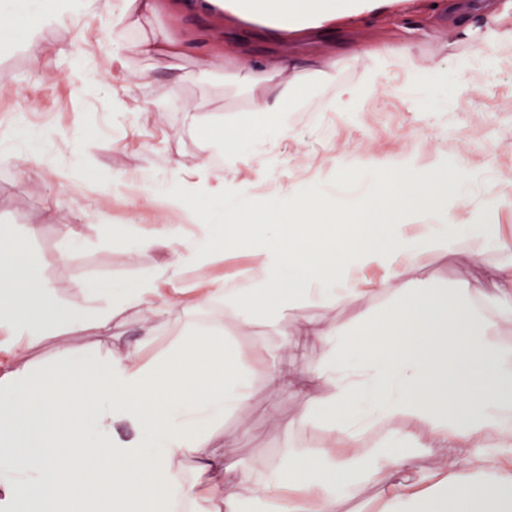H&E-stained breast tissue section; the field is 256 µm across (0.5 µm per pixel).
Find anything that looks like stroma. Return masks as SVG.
<instances>
[{"label":"stroma","mask_w":512,"mask_h":512,"mask_svg":"<svg viewBox=\"0 0 512 512\" xmlns=\"http://www.w3.org/2000/svg\"><path fill=\"white\" fill-rule=\"evenodd\" d=\"M98 2L74 0L72 7L60 8L58 20L39 27L30 45L22 40L21 24L28 16L19 12V0H0V19L13 37L12 44H0V77L5 80L0 86V225L26 237L29 249L41 259V277L56 287L62 303L86 300L83 285L101 281L119 290L168 263L166 241L133 250L125 239L108 237L107 227L150 231L179 224L186 231L183 248H194L219 202L198 190L187 209H171L155 183L179 187L201 165L232 177L241 189L245 213L270 206L291 190L347 212L370 196L376 177L367 163L372 155L392 160L412 156L424 165L444 157L461 161L465 180L449 207L463 225L489 196L512 197V68L498 65L499 46L490 44L474 67L480 71L486 61H493L491 76L461 86L457 62L466 56L468 45L454 17L455 0H410L405 11L387 15L377 25L323 31L316 44L335 55L337 83L356 79L360 67L353 56L376 39L409 40L417 62L425 70L443 71L446 78L425 90L403 70L392 68L367 111L290 113L283 146L273 131L257 134L236 124L234 111L248 106L249 95L244 88L225 87L223 48L233 42L261 60L282 51L304 52L305 44L269 39L252 28L223 30L186 16L178 32L210 51L209 70L200 69L193 54L156 66L137 54L133 31L126 34L128 48L117 67L112 63V15ZM74 70L98 79L100 86L125 88L124 106H113L97 89L75 98L69 82ZM146 72L152 76L147 83L141 79ZM173 94L195 104L196 118L156 107V100ZM20 113L28 117L22 136L14 128ZM228 140L238 153L227 170L217 159ZM497 222L498 242L479 257L470 255L471 233L462 232L457 251L432 252L419 278L437 288H460L478 277L484 265L512 264V207L502 208ZM33 224L38 231L32 235L28 228ZM269 233V227L258 226L249 247L189 268L185 282L205 288L255 265ZM75 235L83 242L81 250L61 261ZM394 300V292L388 291L372 295L365 308L307 302L301 313L322 325L348 328L362 319L366 308L388 307ZM184 307L180 324L165 314L154 320L156 336L142 347L141 358L150 361L165 351L179 325L222 324L224 344L236 353L251 394L246 408L224 414V430L244 433L224 455L240 473L242 493H249L261 479L256 460L312 452L327 439L323 430L301 422L295 393L282 391L273 377L287 366L318 367L322 345L312 336L283 345L275 323L264 318L243 323L238 311L226 304L199 309L189 295ZM141 325L135 311L124 313L108 342H135ZM108 342L90 333L51 336L27 351L24 360L38 365L68 346L92 352ZM260 360L266 364L262 372L255 369Z\"/></svg>","instance_id":"stroma-1"}]
</instances>
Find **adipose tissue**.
I'll use <instances>...</instances> for the list:
<instances>
[{"mask_svg": "<svg viewBox=\"0 0 512 512\" xmlns=\"http://www.w3.org/2000/svg\"><path fill=\"white\" fill-rule=\"evenodd\" d=\"M212 0H123L114 27L139 32L140 54L157 61L190 53L195 43L174 37L156 18H178ZM406 0H223L224 20L265 27L280 40L348 23L372 25L382 9ZM356 81L337 84L336 69L318 56H282L261 62L224 54V82L257 98L242 110L241 124L288 133V115L328 87L333 112L358 111L389 66L418 73L414 48L382 40L356 55ZM371 201L338 220L295 197L280 215L260 264L208 288L195 289V304L225 303L251 321L255 309L278 323L284 341L315 336L324 348L319 367L281 370L286 390H296L302 418L326 429L329 442L316 455L287 464L260 459L261 480L250 494L238 490L237 472L221 448L237 435L224 432L229 409L250 396L223 327L214 323L183 332L153 361L138 349H105L86 355L66 348L45 365L19 363L24 352L52 334L90 330L112 333L115 318L130 310L153 316L181 308L183 271L224 254L253 233L238 223L227 181L198 167L175 201L201 188L222 201L211 234L193 250H176L164 275L148 274L120 289L94 284L97 303L62 304L54 286L37 278L38 259L5 225L0 226V351L13 361L0 371V512H167L177 502L187 512H336L341 494L360 484L382 487V512H512V350L495 337L512 333V266L486 268L473 288H426L416 274L424 255L454 251L459 223L448 209L449 180L459 166L438 162L423 169L407 160L382 162ZM386 268L367 286V265ZM173 287L161 292L160 277ZM394 289L393 306L366 312L350 329L305 320L302 302L365 304L373 290ZM397 417L414 431L399 436V449L366 450L365 432ZM128 435H119L117 426ZM450 449L427 482L415 480V455L407 443ZM220 470L221 485L201 490L183 482L180 467Z\"/></svg>", "mask_w": 512, "mask_h": 512, "instance_id": "ef3b65f1", "label": "adipose tissue"}]
</instances>
